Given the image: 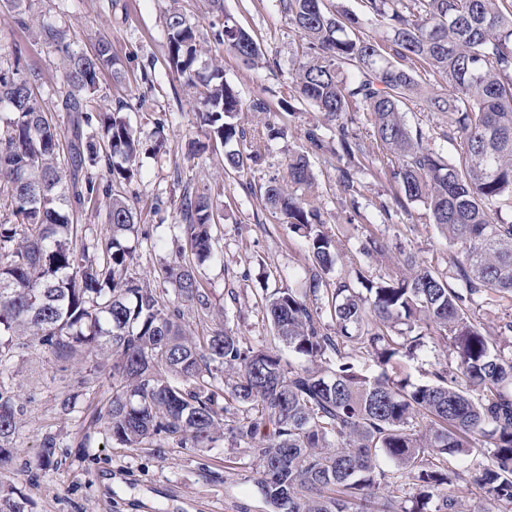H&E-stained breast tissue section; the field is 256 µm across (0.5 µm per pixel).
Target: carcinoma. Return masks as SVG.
I'll use <instances>...</instances> for the list:
<instances>
[{
  "mask_svg": "<svg viewBox=\"0 0 512 512\" xmlns=\"http://www.w3.org/2000/svg\"><path fill=\"white\" fill-rule=\"evenodd\" d=\"M300 33L304 61L291 70L296 92L334 125L336 143L350 158L353 112H368L374 136L399 166L394 177L406 200L423 203L432 221L460 251L456 283L408 258V273L356 281L339 278L328 302L335 335L324 333L305 297L277 288L266 316L277 339L311 368L267 348L245 344L229 327L193 336L182 306L211 307L197 264L218 258L210 197L183 191L178 222L191 257L166 270L172 291L163 294L129 274L127 245L137 232L134 205L114 186L131 181L140 154L122 107L91 109L100 75H121L108 38L89 54L71 48L67 30L41 27V37L62 57L63 90L57 111L68 117L61 144L38 100L37 75L0 71V105L9 107L0 134V337L31 336L61 363L84 351L112 357L107 429L134 448L151 439L179 438L208 448L227 432L249 445L260 461L255 484L269 512H512V356L498 345L512 321L490 331L471 317L476 299L512 302V0H366L369 24L327 0H277ZM215 19L207 29L189 23L184 10L168 11L167 63L194 90L197 125L224 145L249 143L250 152L224 153V172H239L261 156V145L235 122L243 108L271 111L245 99L224 81L223 69L200 66L201 44L214 43L254 66L261 59L252 36L224 14V0H209ZM5 12L25 24V0H4ZM439 77L448 96L429 91ZM448 117L443 155L411 132L403 107ZM67 151V166L60 161ZM108 162L106 185L94 172ZM288 179L312 186L306 154L288 159ZM266 205L304 240L314 285L333 273L338 242L322 231L321 214L276 182ZM104 200L108 237L78 243L77 212ZM455 353L453 371L442 366L414 383L396 372L417 357L429 329ZM367 354L380 372L367 376L348 361ZM25 414L0 386V466L12 461V444ZM487 448L488 461L470 471L481 498L472 509L452 493L463 471L452 461ZM57 438L45 435L38 462L58 465ZM392 469L385 470L379 458ZM412 485L410 506L394 508L402 481Z\"/></svg>",
  "mask_w": 512,
  "mask_h": 512,
  "instance_id": "obj_1",
  "label": "carcinoma"
}]
</instances>
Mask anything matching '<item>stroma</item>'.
Listing matches in <instances>:
<instances>
[{"instance_id": "stroma-1", "label": "stroma", "mask_w": 512, "mask_h": 512, "mask_svg": "<svg viewBox=\"0 0 512 512\" xmlns=\"http://www.w3.org/2000/svg\"><path fill=\"white\" fill-rule=\"evenodd\" d=\"M29 5L25 26L0 22V68L17 64L40 72L39 98L60 137L68 135L67 116L55 109L61 62L39 39L41 26L66 27L73 48L86 53L98 36H106L122 62L121 77L101 74L96 100L110 110L123 105L142 143L137 174L120 187L138 213L131 275L164 288V269L176 257L170 242L175 203L183 191L209 194L219 212L213 232L221 258L199 269L211 308L184 309V321L196 334L224 323L244 343L294 360L274 335L265 311L267 293L288 286L306 290L325 332H333L326 290H309L311 262L305 245L264 200L271 180L287 181L288 158L295 153H309L314 176L313 187L297 194L317 207L325 232L343 249L337 276L360 272L375 278L397 270L409 252L422 266L453 276V253L423 203L395 205L401 188L390 168L396 159L377 143L369 113H354L350 125L353 138L367 151L356 192L346 193L340 184L350 166L347 158L311 151L306 131L325 129L326 124L299 99L288 74L302 59L303 42L276 0H224L225 12L260 45L263 67H248L214 44L201 57L205 64L218 59L225 80L244 96L264 98L273 106L285 100L291 106L277 115L285 137L262 143L258 162L229 175L222 169L224 145L206 139L195 123L193 90L166 65L165 16L171 0H29ZM406 120L426 134L430 147L454 154L442 135L443 113L413 102ZM372 239L382 249L369 256L363 248ZM0 381L26 406L13 440V461L0 468V491L25 497L28 512H268L252 482L258 462L247 444L224 436L208 448H185L172 441L128 448L112 440L97 411L111 398L115 381L108 366L85 354L61 364L28 339L0 358ZM73 393L78 396L75 406L62 409L63 399ZM48 433L60 443L58 466L43 470L38 447Z\"/></svg>"}]
</instances>
